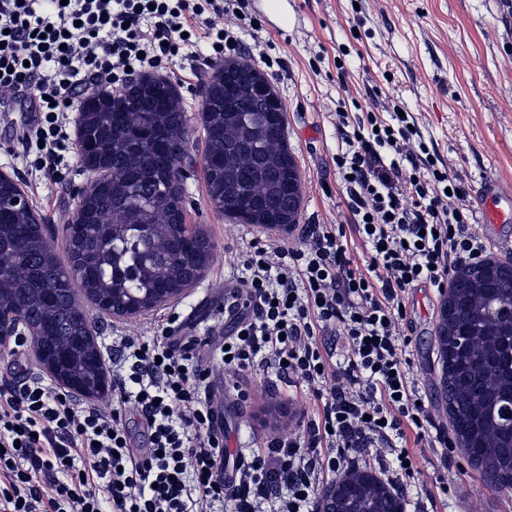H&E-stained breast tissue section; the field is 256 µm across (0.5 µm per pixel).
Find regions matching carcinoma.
Masks as SVG:
<instances>
[{
	"label": "carcinoma",
	"mask_w": 512,
	"mask_h": 512,
	"mask_svg": "<svg viewBox=\"0 0 512 512\" xmlns=\"http://www.w3.org/2000/svg\"><path fill=\"white\" fill-rule=\"evenodd\" d=\"M209 83L203 107L206 184L210 201L223 200L225 215L240 224L281 213L297 220V166L288 164L286 111L248 74ZM105 108L86 129L87 146L107 164L97 193L79 208L82 224H102L86 237L71 224L69 253L86 269L82 288L91 298L146 306L167 288L188 284L200 271L211 243L198 227H187L180 187L179 156L188 149L189 128L172 84L158 80L132 103L106 94ZM451 282L457 302L448 333L443 398L454 431L468 435L466 449L485 484L512 495V429L499 416L512 395V334L490 321V308H512V288L493 296L477 292L472 279ZM0 276L7 294L0 310L25 318L47 350L78 351L72 371L91 380L96 369L85 345L89 325L70 305L71 283L48 246L43 226L29 211L0 210ZM347 512H390L377 487H364Z\"/></svg>",
	"instance_id": "1"
}]
</instances>
